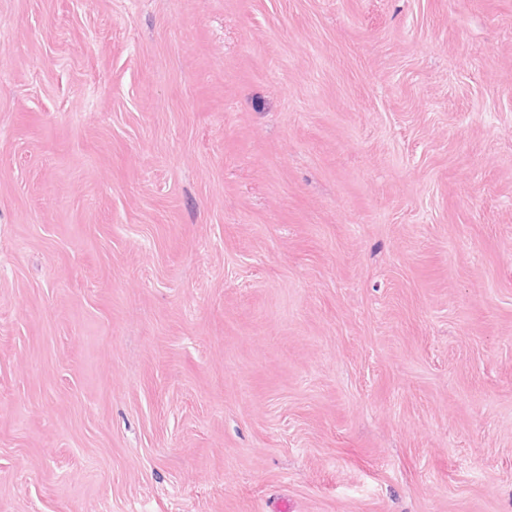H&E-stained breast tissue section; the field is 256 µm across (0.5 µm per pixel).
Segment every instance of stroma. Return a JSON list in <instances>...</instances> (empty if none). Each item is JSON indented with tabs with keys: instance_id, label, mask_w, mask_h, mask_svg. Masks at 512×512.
I'll return each mask as SVG.
<instances>
[{
	"instance_id": "stroma-1",
	"label": "stroma",
	"mask_w": 512,
	"mask_h": 512,
	"mask_svg": "<svg viewBox=\"0 0 512 512\" xmlns=\"http://www.w3.org/2000/svg\"><path fill=\"white\" fill-rule=\"evenodd\" d=\"M0 512H512V0H0Z\"/></svg>"
}]
</instances>
